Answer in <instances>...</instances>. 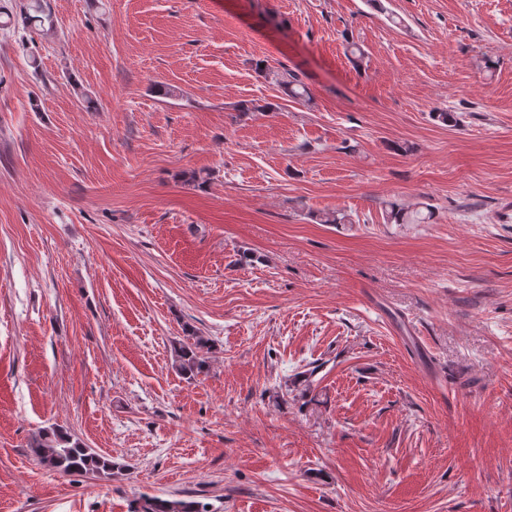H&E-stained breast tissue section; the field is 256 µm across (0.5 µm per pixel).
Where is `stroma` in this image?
Instances as JSON below:
<instances>
[{
  "label": "stroma",
  "instance_id": "obj_1",
  "mask_svg": "<svg viewBox=\"0 0 512 512\" xmlns=\"http://www.w3.org/2000/svg\"><path fill=\"white\" fill-rule=\"evenodd\" d=\"M26 3L0 0V512H512V0H48L33 33ZM50 429L117 471L46 469ZM258 69L265 72V76H273L275 81L284 86L288 90V93L294 97H304L307 95V90L304 86V84L298 79V77L295 74L292 73H284L279 74L269 68L268 66L263 67L260 64L257 65ZM203 344L201 336H185L174 344V353L179 368L189 379L199 374L205 368L206 361L199 355V349ZM199 504L184 498L148 497L132 503L130 512H201Z\"/></svg>",
  "mask_w": 512,
  "mask_h": 512
}]
</instances>
